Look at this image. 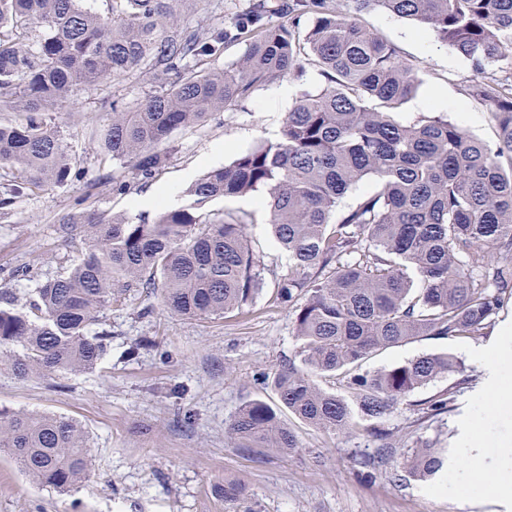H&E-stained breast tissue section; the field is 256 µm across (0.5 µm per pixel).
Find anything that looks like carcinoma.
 Instances as JSON below:
<instances>
[{
  "label": "carcinoma",
  "instance_id": "obj_1",
  "mask_svg": "<svg viewBox=\"0 0 512 512\" xmlns=\"http://www.w3.org/2000/svg\"><path fill=\"white\" fill-rule=\"evenodd\" d=\"M191 0H107L102 14L86 0H0V166L16 171L0 209L24 192L62 186L74 170L46 115L75 92L146 68L155 90L132 110L112 107L100 148L142 179L166 160L160 146L181 129L251 97L256 87L303 63L324 87L303 92L279 137L237 155L190 185V202L159 206L154 221L128 223L83 215L60 222L88 247L66 273L35 288L29 310L0 308V347L18 348L9 368L78 373L102 359L112 332L95 331L99 313L120 302L121 288L161 289L170 313L222 316L259 296L267 267L248 245L247 221L201 212L217 197L264 191L259 205L288 256L277 297L294 316L300 364L272 378L275 401L242 405L229 425L237 447L297 448L288 414L332 433H392L382 420L417 389L461 375L456 385L410 406L423 418L452 410L476 381L450 354H422L375 370L362 363L418 337L482 338L512 305V82L488 73L512 57V0H254L230 25L182 26ZM380 8L432 31L470 62L471 94L498 127L491 146L441 115L404 125L393 117L417 76L397 47L356 17ZM273 13L288 22L272 25ZM311 18L304 28L303 18ZM43 29L36 50L33 26ZM246 43L244 55L201 73V63ZM370 179L372 188L346 210L340 199ZM345 383L348 395L316 385ZM0 452L35 482L70 491L89 472L87 440L72 419L0 412ZM444 466L442 449L413 451L409 474L425 479ZM245 487L224 483V503Z\"/></svg>",
  "mask_w": 512,
  "mask_h": 512
}]
</instances>
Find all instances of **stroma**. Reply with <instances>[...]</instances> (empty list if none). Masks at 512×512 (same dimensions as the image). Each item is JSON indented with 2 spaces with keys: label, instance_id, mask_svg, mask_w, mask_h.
Returning <instances> with one entry per match:
<instances>
[{
  "label": "stroma",
  "instance_id": "obj_1",
  "mask_svg": "<svg viewBox=\"0 0 512 512\" xmlns=\"http://www.w3.org/2000/svg\"><path fill=\"white\" fill-rule=\"evenodd\" d=\"M248 0H195L186 7L184 24L193 28L233 22ZM361 26L394 44L417 75L418 83L396 118L410 124L438 114L463 122L487 144L497 141V127L484 103L467 93L469 61L428 30L374 9L358 18ZM288 98L274 97L273 83L257 87L251 98L213 113L203 127L174 132L162 149L165 166L152 179H135L127 163L106 157L98 134L112 107L139 106L153 83L146 70L82 90L48 113L60 130L78 177L21 196L0 214V307L27 310L40 281L67 272L85 245L59 232L63 216L104 213L137 223L152 219L154 208L132 209L131 201L164 186L178 205L188 199L190 179L230 163L237 153L277 139L287 113L302 92L322 88L312 65L282 76ZM448 103L416 110L431 93ZM126 190H116V183ZM206 211L219 217L247 213L250 247L269 272L262 294L240 314L186 318L172 315L159 294L131 288L121 304L104 310L102 328L111 330L105 356L91 370L21 377L0 365V410L67 416L87 439L88 476L71 491L57 492L26 475L7 454H0V512H226L219 490L225 480H241L246 493L238 512H512V498L455 494L451 485L465 464L467 430L476 416L490 423L481 450L495 464L502 439L512 440V419L481 412L485 380L465 389L452 410L419 418L408 405L397 406L383 422L394 432L389 443L363 434H328L294 423L296 449L237 448L225 428L245 402L274 401L269 375L295 360L294 319L279 304L278 278L288 272V258L272 241L268 214L248 196L216 198ZM26 266L29 276L14 277ZM512 338V308L502 313L488 336L421 337L368 359L364 367H388L422 353H447L475 368L474 350ZM438 441L448 451V468L432 480L405 474L412 449Z\"/></svg>",
  "mask_w": 512,
  "mask_h": 512
}]
</instances>
